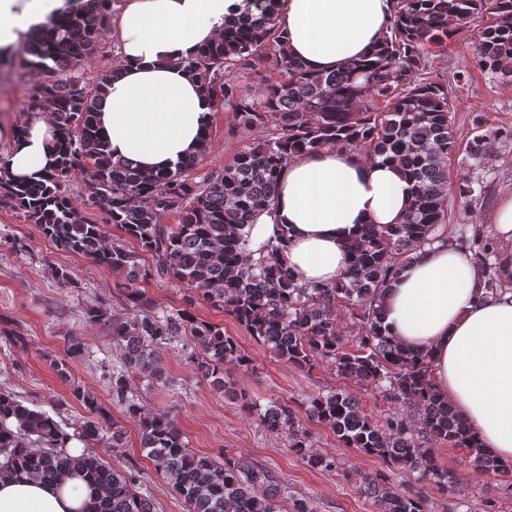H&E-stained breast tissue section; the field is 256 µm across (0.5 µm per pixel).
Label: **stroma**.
I'll return each instance as SVG.
<instances>
[{
	"mask_svg": "<svg viewBox=\"0 0 512 512\" xmlns=\"http://www.w3.org/2000/svg\"><path fill=\"white\" fill-rule=\"evenodd\" d=\"M472 57L469 41L460 38L448 41L446 48L430 59L435 73L448 85V102L462 140L468 138L478 119L493 126H512V83L484 74L473 65ZM32 85L33 77L21 63L0 70V116L24 124L29 117ZM263 135L260 129L237 134L230 114L214 113L211 148L200 158L196 175L222 167L246 142ZM461 168L485 184L477 200L469 202L456 194L448 199V217L440 232L449 244L462 248L474 232L491 237L494 209L502 197L512 196V142L499 143L489 160H468ZM117 281L110 268L58 250L35 225L24 221L12 202H1L0 387L13 392L24 405L45 411L68 431L86 418L72 396L73 389L97 396L123 423L127 439L122 448L97 445L96 453L114 467L135 472L142 488L153 497L157 512H187L183 500L172 493L143 455L136 421L112 398V370L123 363L121 348L113 342L107 326L92 323L87 317L93 305L105 306L120 318L132 315V308L115 292ZM195 313L200 320L223 326L252 358V370L233 371L237 386L252 390L265 401H287L297 417L304 418L310 397L338 390L355 393L367 411L386 414L395 409L380 390L358 388L327 363L303 372L278 361L224 312L202 304L196 306ZM73 334L83 336L85 350L69 358L65 347ZM193 355V343L177 337L159 350L167 376L165 385L138 374L129 377L134 395L146 408L166 412L175 420L188 448L209 455L226 451L260 464L287 486L289 499H314L317 512H377L359 485L362 476L382 469L380 459L345 447L331 430L307 421L317 452L339 462L334 471L308 468L289 450L285 437L267 432L258 415L243 412L223 389L202 379L195 370ZM61 358L70 366L66 379L53 366L54 360ZM435 452L440 466L460 477L454 495L455 512H482L486 499L494 501L497 512H512V479L476 473L467 465L463 449L439 445Z\"/></svg>",
	"mask_w": 512,
	"mask_h": 512,
	"instance_id": "1",
	"label": "stroma"
}]
</instances>
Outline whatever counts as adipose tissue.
I'll return each mask as SVG.
<instances>
[{"mask_svg": "<svg viewBox=\"0 0 512 512\" xmlns=\"http://www.w3.org/2000/svg\"><path fill=\"white\" fill-rule=\"evenodd\" d=\"M78 0H0V49L16 47L48 16L79 10ZM245 0H124L112 19L118 72L107 87L98 121L113 157L148 170L174 167L197 151L213 108L199 83L170 67L224 35V21ZM390 0H283L278 24L294 56L330 72L360 58L378 41ZM50 117L30 118L24 130L0 122L13 176L53 162ZM411 185L393 166L324 149L298 156L276 189L275 215L258 216L249 241L262 249L289 228L284 257L307 283L343 273L346 241L363 224H395ZM499 241L496 267L505 292L486 293L473 255L434 244L391 281L382 299L383 325L403 349L426 355L432 380L485 448L512 461V196L491 218ZM94 489L78 474L49 483L0 479V512H86Z\"/></svg>", "mask_w": 512, "mask_h": 512, "instance_id": "adipose-tissue-1", "label": "adipose tissue"}]
</instances>
